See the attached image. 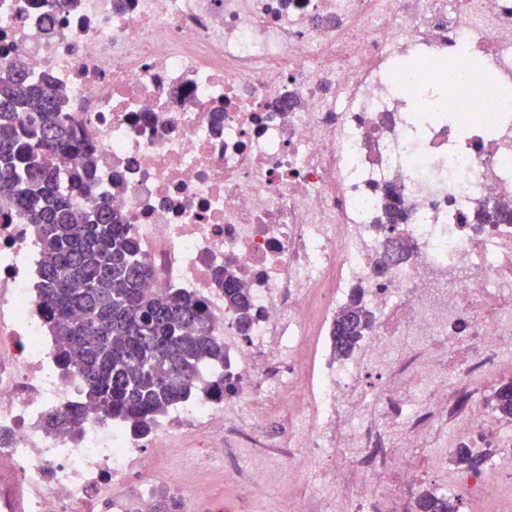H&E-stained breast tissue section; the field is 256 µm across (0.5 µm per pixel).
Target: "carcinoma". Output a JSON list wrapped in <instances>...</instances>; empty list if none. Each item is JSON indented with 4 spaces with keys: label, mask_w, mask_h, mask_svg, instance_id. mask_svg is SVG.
I'll list each match as a JSON object with an SVG mask.
<instances>
[{
    "label": "carcinoma",
    "mask_w": 512,
    "mask_h": 512,
    "mask_svg": "<svg viewBox=\"0 0 512 512\" xmlns=\"http://www.w3.org/2000/svg\"><path fill=\"white\" fill-rule=\"evenodd\" d=\"M89 153L68 130L60 94L49 82H33L20 71L0 74V199L37 228L39 300L56 341V362L84 383L82 405L49 414L48 425L59 434H79L92 410L145 436L168 407L195 393L204 369L224 367V343L198 298L177 288H144L150 271L109 202L73 208L70 194L90 191ZM477 220L502 224L512 214L485 203ZM221 277L224 304L248 326L246 290L230 271ZM372 324L357 288L336 317L334 353L349 356ZM494 407L512 419V381L496 389ZM459 503L427 490L415 512H458Z\"/></svg>",
    "instance_id": "obj_1"
}]
</instances>
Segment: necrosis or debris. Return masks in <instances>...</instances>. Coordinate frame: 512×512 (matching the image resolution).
<instances>
[{"instance_id": "4bbe7bcc", "label": "necrosis or debris", "mask_w": 512, "mask_h": 512, "mask_svg": "<svg viewBox=\"0 0 512 512\" xmlns=\"http://www.w3.org/2000/svg\"><path fill=\"white\" fill-rule=\"evenodd\" d=\"M11 69L65 91L94 158L74 208L109 201L147 288L205 302L235 389L216 397L204 374L144 437L48 432L79 382L44 324L36 230L0 199V512H157L188 492L150 476L146 449L220 471L228 437L253 459L236 486L266 484L274 457L303 477L293 512H412L454 448L483 458L460 475L471 495L512 488V425L489 391L512 373V224L475 221L487 201L512 211V0H0ZM452 81L461 121L432 118L428 87ZM356 288L373 328L339 358ZM275 402L285 442L260 432ZM205 430L209 456L177 441ZM221 277L224 281V304L239 316L238 323L242 327H248L252 320V305L245 288L240 286L234 275L228 270H223Z\"/></svg>"}]
</instances>
